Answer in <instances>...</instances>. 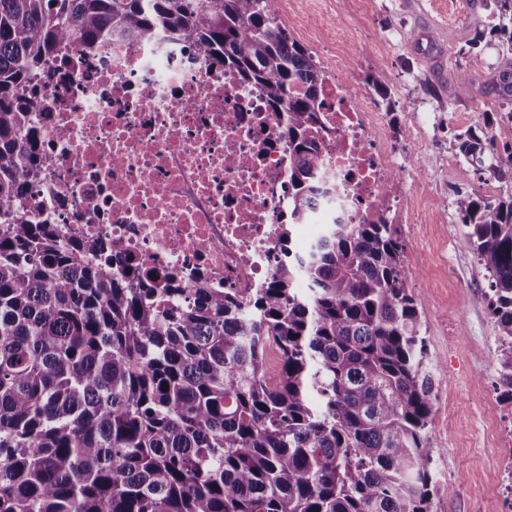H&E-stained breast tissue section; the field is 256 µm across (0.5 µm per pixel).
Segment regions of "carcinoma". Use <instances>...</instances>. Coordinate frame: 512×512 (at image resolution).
<instances>
[{"label": "carcinoma", "mask_w": 512, "mask_h": 512, "mask_svg": "<svg viewBox=\"0 0 512 512\" xmlns=\"http://www.w3.org/2000/svg\"><path fill=\"white\" fill-rule=\"evenodd\" d=\"M493 2L512 53V0ZM159 36L206 49L286 113L283 237L337 193L312 170L319 66L266 0H0V512H431L425 345L397 225L327 224L241 297L159 290L103 241L30 219L32 112L54 62ZM457 141L476 170L512 178V146L503 167L476 131ZM454 204L490 278L475 301L501 331L512 400V194Z\"/></svg>", "instance_id": "cac0c4a2"}]
</instances>
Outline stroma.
<instances>
[{
    "label": "stroma",
    "mask_w": 512,
    "mask_h": 512,
    "mask_svg": "<svg viewBox=\"0 0 512 512\" xmlns=\"http://www.w3.org/2000/svg\"><path fill=\"white\" fill-rule=\"evenodd\" d=\"M485 3L268 0L272 18L292 37L318 47L319 66L340 69L365 88L387 117L394 153L406 155L411 127L420 128L417 162L426 186L396 224L425 344L428 437L440 484L432 512H507L503 490L512 480V401L500 381V330L487 306L474 301L488 281L453 207L458 193L482 192L491 178L456 157V134L472 128L492 141L512 137L483 122L485 113L503 112L496 77L512 69V56L500 55L495 38L468 46L488 23ZM461 71L473 80L466 98L454 88Z\"/></svg>",
    "instance_id": "35a3bbf8"
}]
</instances>
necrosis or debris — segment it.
<instances>
[{"label": "necrosis or debris", "mask_w": 512, "mask_h": 512, "mask_svg": "<svg viewBox=\"0 0 512 512\" xmlns=\"http://www.w3.org/2000/svg\"><path fill=\"white\" fill-rule=\"evenodd\" d=\"M317 176L339 196L313 213L360 224L406 210L390 185L401 168L384 118L361 87L321 74ZM44 162L26 187L32 216L62 237L91 234L134 271L250 295L282 252L294 163L285 118L203 48L108 39L69 51L57 88L38 103Z\"/></svg>", "instance_id": "necrosis-or-debris-1"}]
</instances>
